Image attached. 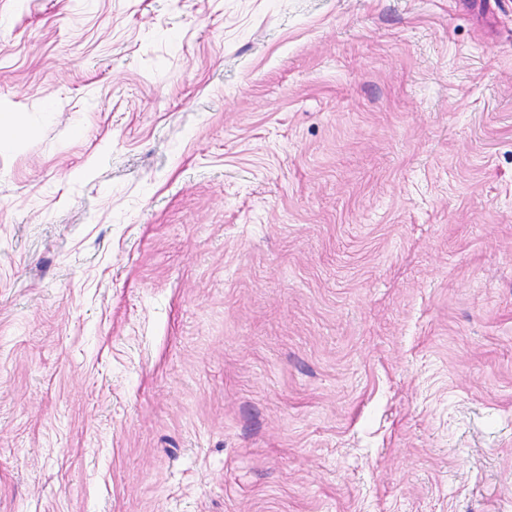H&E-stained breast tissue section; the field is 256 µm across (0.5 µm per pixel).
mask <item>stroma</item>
Here are the masks:
<instances>
[{
  "mask_svg": "<svg viewBox=\"0 0 512 512\" xmlns=\"http://www.w3.org/2000/svg\"><path fill=\"white\" fill-rule=\"evenodd\" d=\"M0 512H512V0H0Z\"/></svg>",
  "mask_w": 512,
  "mask_h": 512,
  "instance_id": "stroma-1",
  "label": "stroma"
}]
</instances>
